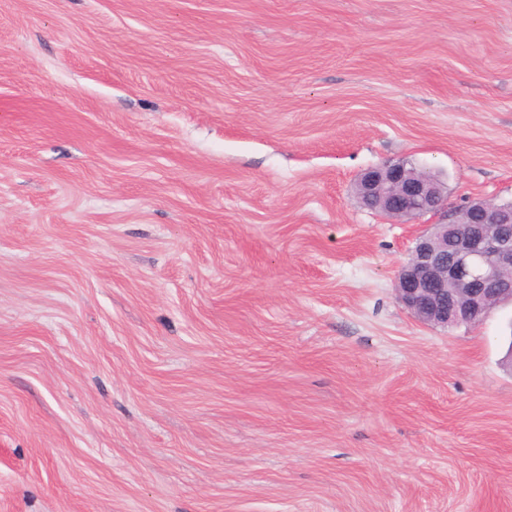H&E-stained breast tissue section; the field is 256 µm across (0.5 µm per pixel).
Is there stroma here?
Instances as JSON below:
<instances>
[{
	"label": "stroma",
	"instance_id": "obj_1",
	"mask_svg": "<svg viewBox=\"0 0 512 512\" xmlns=\"http://www.w3.org/2000/svg\"><path fill=\"white\" fill-rule=\"evenodd\" d=\"M389 161L512 200V0H0V512H512Z\"/></svg>",
	"mask_w": 512,
	"mask_h": 512
}]
</instances>
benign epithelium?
<instances>
[{
    "label": "benign epithelium",
    "mask_w": 512,
    "mask_h": 512,
    "mask_svg": "<svg viewBox=\"0 0 512 512\" xmlns=\"http://www.w3.org/2000/svg\"><path fill=\"white\" fill-rule=\"evenodd\" d=\"M354 195L364 208L400 222L436 218L416 238L395 281L396 299L419 323L475 325L497 300L512 296V204L478 199L450 208L447 183L403 161L365 171ZM470 222L485 231L472 234Z\"/></svg>",
    "instance_id": "7a95c632"
}]
</instances>
